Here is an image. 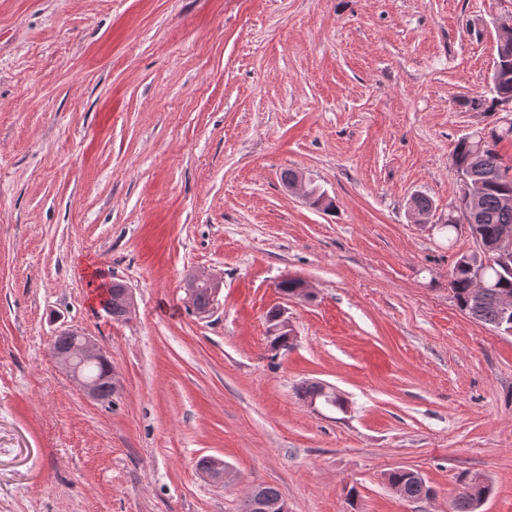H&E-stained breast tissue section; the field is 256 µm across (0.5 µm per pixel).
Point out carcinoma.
I'll return each instance as SVG.
<instances>
[{
    "label": "carcinoma",
    "mask_w": 512,
    "mask_h": 512,
    "mask_svg": "<svg viewBox=\"0 0 512 512\" xmlns=\"http://www.w3.org/2000/svg\"><path fill=\"white\" fill-rule=\"evenodd\" d=\"M499 70L490 75L493 97L491 102L474 98L469 101L473 109L492 110L498 105L512 102V29L504 33L497 46ZM512 139V121L495 124L488 129L483 138L474 132L461 138L451 155V165L456 171L461 187L459 196L448 213V219L438 226V230L448 234L458 232V226H467L470 235L481 242L496 240L506 228L512 229V204L507 206L504 200H512V176L503 165L497 152V144ZM309 205L322 210L333 207V201L320 186L309 184ZM410 210H419L428 215L436 209L434 201L427 195L418 193L411 197ZM479 267L488 288L479 299L471 297L473 288L472 269ZM448 288L456 306L471 318L500 331L512 330V312L502 311L498 297L512 294V264L504 265L496 260L475 257V253L463 254L457 258L448 274ZM297 395L303 401L315 399L326 403L323 386L319 382H307L297 388ZM388 482L398 485L403 497L422 501L432 492L430 486L417 482L412 473L399 469L388 475ZM460 491L452 500L451 512H476V503L488 494L490 487L473 482V475L463 472L458 476ZM255 497L244 499L243 512H263L261 504H276L272 512H283L286 507L279 490L269 485L253 488Z\"/></svg>",
    "instance_id": "cac0c4a2"
}]
</instances>
